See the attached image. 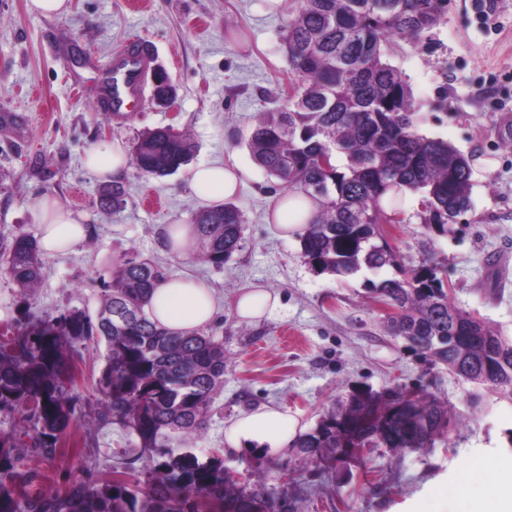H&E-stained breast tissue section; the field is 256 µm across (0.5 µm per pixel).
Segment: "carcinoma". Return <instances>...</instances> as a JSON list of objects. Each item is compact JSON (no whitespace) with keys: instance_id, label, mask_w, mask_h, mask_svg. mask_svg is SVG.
Returning a JSON list of instances; mask_svg holds the SVG:
<instances>
[{"instance_id":"carcinoma-1","label":"carcinoma","mask_w":512,"mask_h":512,"mask_svg":"<svg viewBox=\"0 0 512 512\" xmlns=\"http://www.w3.org/2000/svg\"><path fill=\"white\" fill-rule=\"evenodd\" d=\"M448 0H304L288 23L283 45L297 76L286 104L262 112L246 140L253 161L289 192L312 198L317 210L297 234L301 257L318 274L347 278L390 267L398 278L367 281V290L396 310L387 330L413 353L443 364L466 382L512 395V337L448 304L431 255L405 268L383 225L401 222L400 194L418 196L417 217L439 235L470 205V160L448 141L418 130L411 89L385 60L394 36L418 42L442 19ZM195 145L170 127L144 131L132 163L162 178L190 164ZM123 184L100 190V205L124 203ZM243 212L231 203L194 213L199 257L216 269L238 250ZM6 272L28 292L44 262L36 238L0 240ZM164 272L124 254L103 284L96 315L72 309L43 318L28 311L11 336H0V411L18 415L35 447L55 457L77 421L69 396L75 361L104 344L106 364L96 380L104 395L100 419L131 429L153 454V472L137 477L71 483L46 496L27 489L17 472L13 442L0 437V512H279L263 481L241 482L214 454L199 458L174 441L204 433L214 394L224 385V345L201 332H171L146 307ZM476 342L451 347L454 333ZM460 419L435 398L410 388L358 392L326 412L297 441V454L336 467L346 446L413 452L457 427Z\"/></svg>"}]
</instances>
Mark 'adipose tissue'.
I'll use <instances>...</instances> for the list:
<instances>
[{"instance_id":"adipose-tissue-1","label":"adipose tissue","mask_w":512,"mask_h":512,"mask_svg":"<svg viewBox=\"0 0 512 512\" xmlns=\"http://www.w3.org/2000/svg\"><path fill=\"white\" fill-rule=\"evenodd\" d=\"M191 189L206 203L232 197L238 188L235 169L221 165H201L192 172ZM314 202L298 192L282 194L276 201L273 217L285 233H296L312 218ZM40 248L50 254L71 250L86 236L83 216L67 211L55 201L40 204ZM219 305L207 284L193 277L163 280L155 288L147 311L151 320L171 330L193 332L209 325ZM230 447L281 452L298 440L295 420L280 408L264 405L233 422L225 432Z\"/></svg>"}]
</instances>
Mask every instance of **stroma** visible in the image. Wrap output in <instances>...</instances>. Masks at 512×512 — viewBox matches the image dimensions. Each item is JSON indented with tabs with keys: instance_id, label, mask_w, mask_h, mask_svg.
<instances>
[{
	"instance_id": "35a3bbf8",
	"label": "stroma",
	"mask_w": 512,
	"mask_h": 512,
	"mask_svg": "<svg viewBox=\"0 0 512 512\" xmlns=\"http://www.w3.org/2000/svg\"><path fill=\"white\" fill-rule=\"evenodd\" d=\"M302 0H70L62 15L28 12L26 0H0V236L39 233L42 199L84 213L86 240L66 255L45 256L34 292L0 270V328L25 310L54 317L79 308L96 314L112 262L125 253L156 261L167 276L204 280L221 303L206 328L224 344V387L212 401L205 433L186 445L200 458L218 453L230 472L253 466L292 512H467L469 499L512 468V402L464 382L406 349L386 330L390 314L365 289L392 269L340 280L317 274L298 239L268 221L280 189L251 159L240 134L258 113L281 108L295 75L282 35ZM153 48L152 71L177 87L173 105L142 101L126 120L96 109L114 55L137 44ZM386 58L411 88L419 130L471 156V207L446 235L427 233L417 200L402 221L386 225L390 244L411 263L434 254L448 299L512 337V0H448L440 23L421 41L392 39ZM172 127L196 145L192 166L163 178L134 166L120 174L126 191L115 212L100 209L101 179L88 171V150L115 141L132 148L145 130ZM237 165L242 184L233 202L245 214L242 246L223 268L198 256L169 253L164 229L190 223L201 202L189 188L193 166ZM256 285L278 294L262 320L239 318L240 291ZM104 347L83 353L70 394L78 423L55 458L18 437L15 415L0 412V436L17 437L18 469L44 493L79 479L109 477L131 464L153 465L138 438L98 419L95 381ZM413 387L447 404L462 424L430 447L406 455L376 449L324 477L295 448L276 455L228 447L225 428L269 404L311 431L326 411L356 391ZM489 464L469 484L466 464Z\"/></svg>"
}]
</instances>
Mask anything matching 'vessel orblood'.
I'll use <instances>...</instances> for the list:
<instances>
[{
	"instance_id": "obj_1",
	"label": "vessel or blood",
	"mask_w": 512,
	"mask_h": 512,
	"mask_svg": "<svg viewBox=\"0 0 512 512\" xmlns=\"http://www.w3.org/2000/svg\"><path fill=\"white\" fill-rule=\"evenodd\" d=\"M151 55L148 51L131 55L120 52L114 58L112 87L108 91L105 107L117 119L124 118L139 104L144 95L145 76Z\"/></svg>"
}]
</instances>
